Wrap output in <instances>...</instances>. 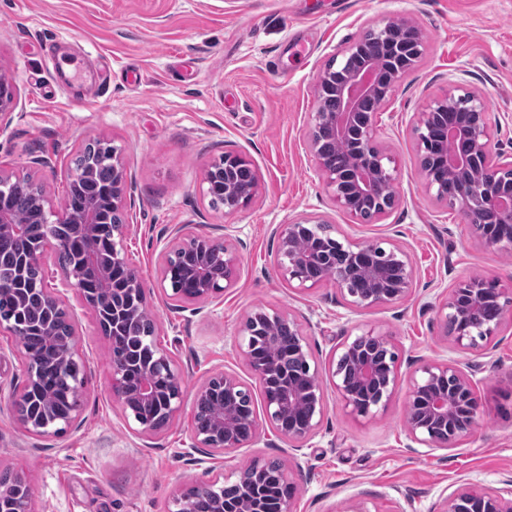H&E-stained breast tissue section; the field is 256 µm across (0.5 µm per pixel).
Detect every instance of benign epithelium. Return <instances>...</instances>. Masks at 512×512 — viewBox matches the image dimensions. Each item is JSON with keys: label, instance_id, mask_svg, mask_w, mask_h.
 <instances>
[{"label": "benign epithelium", "instance_id": "7a95c632", "mask_svg": "<svg viewBox=\"0 0 512 512\" xmlns=\"http://www.w3.org/2000/svg\"><path fill=\"white\" fill-rule=\"evenodd\" d=\"M425 43L423 30L411 20L384 18L353 42L341 48L317 75V109L312 113L309 127V144L318 163L325 185L336 207L354 218L362 216L368 206L386 212V204L397 200L398 177L394 159L375 144L377 114L392 99L404 75L396 61L411 57L417 61ZM329 88L336 99V110L323 108V90ZM467 111V119L459 126L448 129L451 144H463L457 153L444 151V167L436 170L423 168L426 187L439 201H458L469 217L490 216L495 224H505L500 234L491 231L482 235L486 245L512 249V155L493 154L492 130L486 113L485 98L473 91H462L457 83L448 84L447 92L433 99L426 111L420 113L413 131L418 153L441 145L431 137L432 130L442 113L451 108ZM16 109L15 93L0 95V135L7 132ZM330 138L339 145H349V165L340 169L329 163L323 148ZM479 167L483 173L480 182L470 180L469 172ZM242 167H252L249 160L239 154L224 155V181L213 180L206 171L203 194L208 195L220 184L224 194V213L229 214L246 207L256 195L259 179L245 184L236 172ZM112 193L110 205L127 210V184L124 165L118 154H112ZM453 181L454 196H448V181ZM36 203L47 213V223L77 224L87 246V268L99 270L105 264L125 271L128 287L114 290V296L100 295L91 299L87 295L84 270H68L64 284L75 290L101 319L108 314L112 326L100 325L102 335L112 347V394L126 410L137 404H159L163 407L165 422L139 423V433L150 436L170 422L176 415L182 395V373L171 355L156 348L150 363L138 369L133 360L122 355V326L126 320L149 307L150 289L146 288L138 272L122 254L120 245L112 247V254L99 253L96 229L97 208L87 205L81 211L73 210L70 200H65L61 210L46 206L44 196ZM278 241L275 264L281 278L289 286L307 290L316 282L305 275L307 265H322L332 272L331 281L341 293L349 297L356 308L393 303L407 296L412 288V270L405 251L398 247L385 249L379 242L341 245L345 251L346 265L338 267L328 261L324 248L301 250L298 243L309 238L321 239L319 223L307 217H298L273 229ZM171 241L185 250L193 259L197 276L196 288L188 296L190 301L208 300L234 285L235 270L241 264L244 244L231 235L217 240L195 231V224H176L170 231ZM385 256V264L400 270V278L385 283V273L371 258ZM487 302L500 308L512 303L500 285L487 276H470L456 282L442 303L445 325L449 338L459 349L478 347V341L494 336L501 321L482 325L474 333L469 322L471 309ZM267 323L288 328L293 334L292 353L305 367L299 378L288 377L281 370L279 361L255 353L252 336L259 325ZM77 336L55 341L59 366L64 368L77 354ZM240 348L263 394L265 412L276 437L288 441L293 450L301 451L317 428L323 414V382L317 370L311 368L310 352L298 320L290 313L266 307H257L245 317L241 329ZM338 359L332 366L331 379L345 407L361 417L374 415L395 390L399 381V355L387 336L374 330L347 336L338 347ZM30 375L28 382L16 392V400H30L39 382L38 361L28 355ZM224 397V406L238 410L242 401H252L251 390L233 374L218 372L211 375L195 392L194 405L199 406L215 393ZM409 416L407 435L417 445L431 449H446L455 445L477 424L480 402L472 375L457 364L448 361L419 360L411 377L408 399ZM240 414L229 417L220 411L211 416L207 428L192 421L191 438L197 451L226 452L241 448L257 434L256 411H251V431L245 435L239 428ZM21 427L40 435L59 434L56 419L46 417L38 421L18 418ZM265 464L253 462L237 478L242 492L235 501L224 499L219 481L212 485L211 512H264L265 502L259 494L264 483ZM196 486L177 491L172 497L173 512H195ZM295 487L287 476H282V490L276 502V512H292L291 502ZM33 489L17 491L0 486V505L8 512H31ZM468 501L478 512H512V477L502 480V486L485 491L474 486H463L444 497L437 512H459L460 505Z\"/></svg>", "mask_w": 512, "mask_h": 512}]
</instances>
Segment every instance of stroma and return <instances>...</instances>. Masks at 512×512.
<instances>
[{
	"mask_svg": "<svg viewBox=\"0 0 512 512\" xmlns=\"http://www.w3.org/2000/svg\"><path fill=\"white\" fill-rule=\"evenodd\" d=\"M386 17L414 18L425 51L377 116V143L398 166L399 204L365 223L334 205L307 145L315 83L326 61ZM0 71L17 108L0 135V171L29 177L53 208L68 190L71 159L93 139L112 142L127 173V262L152 292L157 345L179 365L183 394L162 432H137L110 390L112 350L94 312L68 290L84 396L57 436L18 424L14 394L28 378L24 350L0 331V470L25 476L32 512H168L180 488L210 482L190 438L194 394L216 372L259 386L239 349L257 307L300 322L324 411L300 455L270 441V425L219 454L216 473L277 461L296 487L294 512H437L465 483L486 490L512 475V306L491 341L462 351L445 336L441 304L461 278L488 276L512 290V250L481 242L459 207L437 201L417 161L412 126L449 81L484 95L495 145L512 153V0H0ZM246 156L259 188L244 209H212L202 192L225 152ZM308 216L340 242H382L409 258L413 288L397 303L349 305L334 283L288 286L273 259L274 225ZM195 222L245 242L237 281L218 298L182 301L160 285L170 227ZM385 334L399 355L398 385L373 416H354L328 379L342 337ZM472 371L481 414L453 447L410 446L412 359Z\"/></svg>",
	"mask_w": 512,
	"mask_h": 512,
	"instance_id": "1",
	"label": "stroma"
}]
</instances>
